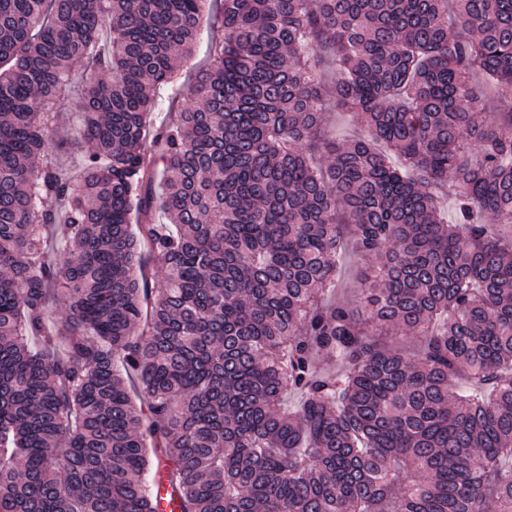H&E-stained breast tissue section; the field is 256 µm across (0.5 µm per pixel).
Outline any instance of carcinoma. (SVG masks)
I'll list each match as a JSON object with an SVG mask.
<instances>
[{
    "mask_svg": "<svg viewBox=\"0 0 512 512\" xmlns=\"http://www.w3.org/2000/svg\"><path fill=\"white\" fill-rule=\"evenodd\" d=\"M205 2L0 0V512H512V0ZM221 36V32H218L213 28H203L193 49V54L187 58L184 63L181 74L179 75V84L185 83L191 78V74L193 73L195 66L198 65L201 59L208 53L211 43L216 39H219ZM327 131L340 138H354L365 134L362 119L352 112H337L329 107L326 110ZM365 260L354 251L350 250L348 263L338 273V288L336 299L355 304L361 298V284L359 272Z\"/></svg>",
    "mask_w": 512,
    "mask_h": 512,
    "instance_id": "cac0c4a2",
    "label": "carcinoma"
}]
</instances>
